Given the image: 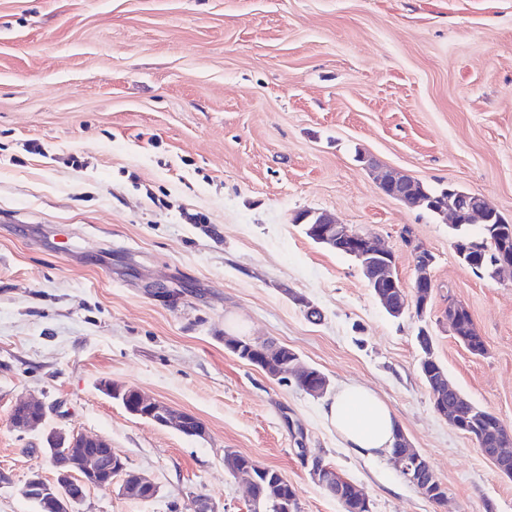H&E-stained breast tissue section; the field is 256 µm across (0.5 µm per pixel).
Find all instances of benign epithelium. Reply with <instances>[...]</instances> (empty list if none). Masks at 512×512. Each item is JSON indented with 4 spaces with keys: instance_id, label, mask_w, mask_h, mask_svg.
Instances as JSON below:
<instances>
[{
    "instance_id": "1",
    "label": "benign epithelium",
    "mask_w": 512,
    "mask_h": 512,
    "mask_svg": "<svg viewBox=\"0 0 512 512\" xmlns=\"http://www.w3.org/2000/svg\"><path fill=\"white\" fill-rule=\"evenodd\" d=\"M366 168L377 173L378 184L384 194L402 203L414 196V178L385 170L371 159L366 160ZM428 206L440 216H451L456 224L464 217L477 218L483 222H502L501 216L476 192H460L450 188L447 195L428 199ZM295 222L304 225L307 233L317 242L341 249L356 260L368 288L391 317L400 318L409 312L421 317L427 312L434 288L432 268L435 257L426 246L418 243L412 251L416 278L413 289L409 291L401 281L390 275L393 253L381 246L374 236L353 231L348 225L338 223L327 212L305 211L296 216ZM454 248L465 265L476 270L483 267V254L462 241L454 242ZM494 267L499 277L512 273V250H508L507 245L502 244L498 248ZM457 311L459 307L455 305L448 307V326L454 335L463 336L469 326L460 322ZM431 362L432 358L426 355L422 358L421 367L432 378V398L436 409L441 411L443 398L454 392V389L449 385L444 372L430 368ZM303 373H310L314 378L309 384L308 394L314 398L322 396L326 392L328 379L303 365L296 353H291V358L278 371L280 376H299ZM101 386L108 395L122 402L132 415L172 428L189 437H202L206 433L205 427L195 425L194 415L176 410L137 389H127L109 381L101 383ZM46 422L47 410L43 403L21 399L14 404L10 415V426L14 430L29 432L46 425ZM455 427L474 439L482 453L501 473L512 476V443L499 440L488 444L480 422L474 418L458 420ZM46 441L53 478L47 480L40 471L34 470L24 480L20 493L27 499L41 502L50 512H78L91 490L111 489L118 476L122 477L119 491L124 495L147 501L159 492L158 486L150 478L128 469L125 460L112 452L111 443L102 437H82L78 434L67 436L51 431ZM394 459L399 474L419 491L433 495L436 488L442 487L430 464L411 447L403 434L400 435L399 451ZM310 478L318 486L341 497L350 512H361L362 507L369 503L366 495L353 484L343 483L337 471L330 466L311 463Z\"/></svg>"
}]
</instances>
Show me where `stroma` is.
<instances>
[{"mask_svg": "<svg viewBox=\"0 0 512 512\" xmlns=\"http://www.w3.org/2000/svg\"><path fill=\"white\" fill-rule=\"evenodd\" d=\"M480 193L512 223V0H0V512L50 474L48 428L107 439L160 487L94 489L81 512H251L232 449L278 469L300 512H343L302 449L373 512H512V477L434 408L416 335L451 384L512 427V276L460 261L442 217L386 196L360 162ZM324 211L371 234L412 285L405 234L434 255L424 317H390L358 263L294 219ZM463 303L486 345L448 327ZM287 346L329 390L357 382L393 410L447 499L388 458L343 448L322 399L231 354ZM111 381L199 418L204 437L134 416ZM457 311L460 312V308L458 306H448V313H446V317L449 328L451 329L454 336H457V339L463 343L469 352L474 355H482L485 352L484 341L476 330V327H474L471 314L466 310L461 312L462 320L468 324L472 323L473 326L471 335L467 336L465 334L467 333L469 326H467L466 323L462 324L460 322V318L456 314ZM232 345L238 347L239 351L236 352ZM224 346L230 352L235 354L238 358L244 360L247 356H251L253 354H259L261 351L265 352L269 357L268 365L270 373H274L275 364L279 362L280 357H286L288 355V351L283 348L286 346L276 345L274 343H263V348L259 346L258 343L252 342L250 340L238 337V336H228L224 339ZM265 350V351H264ZM245 361V360H244ZM19 407L24 409L17 415ZM9 422L10 426L18 432H29L39 426H46V407L41 402L21 399L14 404Z\"/></svg>", "mask_w": 512, "mask_h": 512, "instance_id": "35a3bbf8", "label": "stroma"}]
</instances>
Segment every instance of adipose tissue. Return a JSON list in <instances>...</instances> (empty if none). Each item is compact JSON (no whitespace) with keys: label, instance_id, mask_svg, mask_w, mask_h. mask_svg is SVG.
Instances as JSON below:
<instances>
[{"label":"adipose tissue","instance_id":"1","mask_svg":"<svg viewBox=\"0 0 512 512\" xmlns=\"http://www.w3.org/2000/svg\"><path fill=\"white\" fill-rule=\"evenodd\" d=\"M345 448L362 458L390 455L398 422L388 405L370 388L341 385L321 408Z\"/></svg>","mask_w":512,"mask_h":512}]
</instances>
